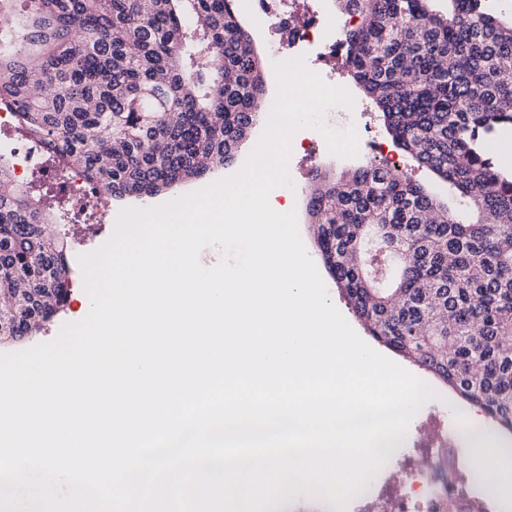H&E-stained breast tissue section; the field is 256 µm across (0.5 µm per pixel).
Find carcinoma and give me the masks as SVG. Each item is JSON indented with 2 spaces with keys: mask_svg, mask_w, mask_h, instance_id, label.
Returning a JSON list of instances; mask_svg holds the SVG:
<instances>
[{
  "mask_svg": "<svg viewBox=\"0 0 512 512\" xmlns=\"http://www.w3.org/2000/svg\"><path fill=\"white\" fill-rule=\"evenodd\" d=\"M0 0V104L115 197L151 198L231 162L271 107L235 0ZM342 0L351 81L392 145L457 191L468 220L372 162L318 171L314 245L371 338L512 433V177L483 147L512 126V20L494 0ZM222 59L214 66V57ZM64 235L0 162V342L64 311ZM461 437L489 441L464 418Z\"/></svg>",
  "mask_w": 512,
  "mask_h": 512,
  "instance_id": "obj_1",
  "label": "carcinoma"
}]
</instances>
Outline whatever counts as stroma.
<instances>
[{
  "instance_id": "stroma-1",
  "label": "stroma",
  "mask_w": 512,
  "mask_h": 512,
  "mask_svg": "<svg viewBox=\"0 0 512 512\" xmlns=\"http://www.w3.org/2000/svg\"><path fill=\"white\" fill-rule=\"evenodd\" d=\"M243 19L250 28L254 47L268 69L266 86L268 96H275L277 79L271 68L274 62L281 58L278 53L279 36L250 10L243 9ZM323 79L334 86L350 90L355 103L348 112L340 113L336 109H329L326 113V123L332 129L342 131L355 128L359 137V153L352 158H343L333 155L328 150L324 136L316 129L303 128L298 130L296 142L291 148L288 170L293 182L292 190L297 199V219L301 238L309 256H316L317 251L309 231L305 204L308 193L313 185L312 177L316 170L327 169L336 173L353 170L359 164L373 159L371 145L376 141H385L377 115L369 111L366 99L359 89L354 88L346 74L345 61L336 58L328 62L322 74ZM311 142L312 151H304L303 142ZM17 185L26 188L29 192L40 193L42 199L47 200L50 210L47 215L48 234L58 232L68 233L74 243L77 254H84L95 250L105 243L113 234L115 221L121 209L120 203H113L106 207L103 204L90 203L87 212L81 213L73 210L60 196L55 184L33 180L25 175L15 176ZM91 301L84 290L82 273H75L72 277L69 302L65 312L59 320L47 324L38 336L26 340L25 348H33L39 344L56 339L62 324L83 320L90 312ZM428 384L437 394L436 399L426 403L410 420L405 439L398 444L399 451L385 466L370 479L369 495H356L352 498L346 510H338L337 506L323 497L312 498L306 493L299 492L289 495L281 500L269 512H364L369 497L388 496L394 491L392 481L400 475L401 471L410 467L421 469L431 465L433 458L427 453L428 428L439 426L448 438H457V431L463 414H474V407H462L460 400L444 398V386L436 379H429ZM476 495H493L502 506V512H512V455L501 456L497 459L495 470L491 475L485 476L483 481L474 485Z\"/></svg>"
}]
</instances>
